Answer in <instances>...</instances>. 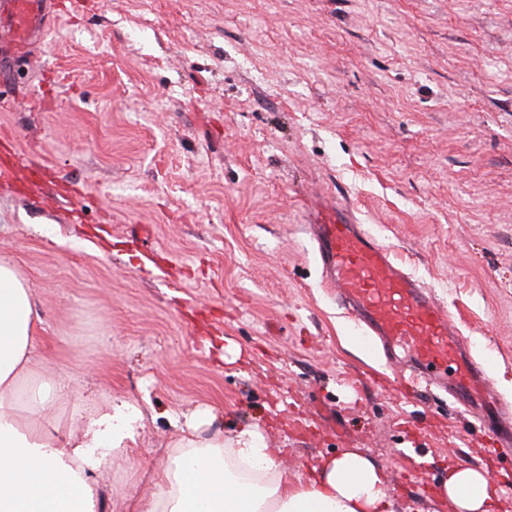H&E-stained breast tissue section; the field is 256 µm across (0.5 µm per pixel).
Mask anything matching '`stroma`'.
<instances>
[{
  "mask_svg": "<svg viewBox=\"0 0 512 512\" xmlns=\"http://www.w3.org/2000/svg\"><path fill=\"white\" fill-rule=\"evenodd\" d=\"M0 144V254L25 271L44 378L137 404L112 483L156 487L171 415L257 427L305 477L358 448L395 512L455 461L512 488L474 419L392 370L324 287L306 225H368L449 309L512 402V0H63Z\"/></svg>",
  "mask_w": 512,
  "mask_h": 512,
  "instance_id": "35a3bbf8",
  "label": "stroma"
}]
</instances>
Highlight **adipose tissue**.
Wrapping results in <instances>:
<instances>
[{
	"label": "adipose tissue",
	"mask_w": 512,
	"mask_h": 512,
	"mask_svg": "<svg viewBox=\"0 0 512 512\" xmlns=\"http://www.w3.org/2000/svg\"><path fill=\"white\" fill-rule=\"evenodd\" d=\"M39 316L30 284L13 259L0 257V512H99L103 497L123 512H394L386 471L360 449L321 457L306 479L282 467V451L262 432L202 437L178 426L154 469L157 491L128 501L105 489L114 458L126 454L141 419L123 400L87 410L81 435L60 419L70 397L64 376L38 380ZM448 512H502L487 471L448 468L438 487Z\"/></svg>",
	"instance_id": "ef3b65f1"
}]
</instances>
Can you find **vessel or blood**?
<instances>
[{
	"instance_id": "b4317fda",
	"label": "vessel or blood",
	"mask_w": 512,
	"mask_h": 512,
	"mask_svg": "<svg viewBox=\"0 0 512 512\" xmlns=\"http://www.w3.org/2000/svg\"><path fill=\"white\" fill-rule=\"evenodd\" d=\"M61 9L60 0H0V88L13 84L16 59L43 38L47 11ZM308 229L323 280L337 300L385 352L400 349L410 357L412 372L398 377L395 390L409 399L416 397L422 376L448 382L455 400L480 415L499 445L512 444V426L484 367L427 287L341 208L318 209Z\"/></svg>"
}]
</instances>
